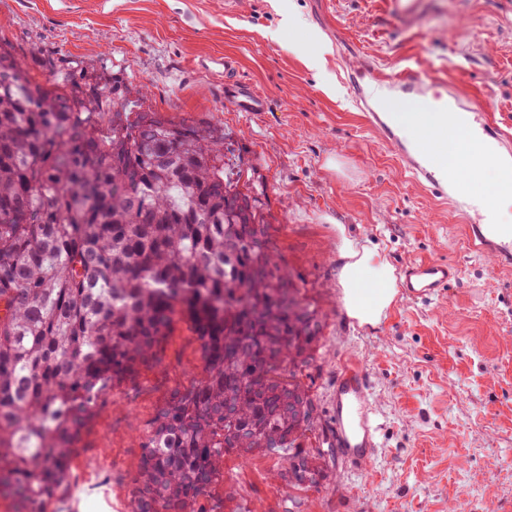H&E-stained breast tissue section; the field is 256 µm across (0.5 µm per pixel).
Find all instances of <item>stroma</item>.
<instances>
[{"mask_svg":"<svg viewBox=\"0 0 512 512\" xmlns=\"http://www.w3.org/2000/svg\"><path fill=\"white\" fill-rule=\"evenodd\" d=\"M0 42L40 82L51 58L145 86L146 108L164 119L223 129L278 258L319 311L300 380L314 408L303 443L323 474L296 485L282 453L225 457L213 493L226 512H512V272L471 250L461 217L401 171L346 82L361 56L389 75L414 60L512 125V0H421L411 26L376 0H0ZM227 54L266 111L233 106ZM345 236L394 267L456 264L459 279L359 325L342 301ZM350 359L379 424L363 473L333 444L336 376ZM201 368L197 337L177 323L161 363L113 390L72 461L68 495L47 512H130L148 425Z\"/></svg>","mask_w":512,"mask_h":512,"instance_id":"obj_1","label":"stroma"}]
</instances>
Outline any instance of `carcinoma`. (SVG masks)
Listing matches in <instances>:
<instances>
[{
  "mask_svg": "<svg viewBox=\"0 0 512 512\" xmlns=\"http://www.w3.org/2000/svg\"><path fill=\"white\" fill-rule=\"evenodd\" d=\"M243 176L223 131L82 69L34 82L0 45V487L27 512L65 490L109 394L161 361L180 320L202 375L150 423L131 512H222L229 455L284 451L291 481L316 482L298 373L319 319Z\"/></svg>",
  "mask_w": 512,
  "mask_h": 512,
  "instance_id": "obj_1",
  "label": "carcinoma"
}]
</instances>
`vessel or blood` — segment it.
<instances>
[{"instance_id":"1","label":"vessel or blood","mask_w":512,"mask_h":512,"mask_svg":"<svg viewBox=\"0 0 512 512\" xmlns=\"http://www.w3.org/2000/svg\"><path fill=\"white\" fill-rule=\"evenodd\" d=\"M224 78L238 111L266 109V99L239 79L233 58L224 60ZM349 80L366 123L394 147L401 168L462 216L471 245L489 257L496 270H511L512 225L497 223L483 199L464 189L466 174L448 166V143L462 137L478 144L505 174L512 175V129L502 128L494 113L475 111L473 104L464 102L455 87L434 71L423 74L405 66L391 77L365 60ZM418 94L423 97L420 110L431 111L432 101L437 100L449 116L427 139L410 135L392 120L402 109L400 97ZM458 278V267L445 261L406 262L399 267L398 295L406 300H428L445 292ZM335 425V445L340 454L350 465L366 466L376 452L378 425L367 381L351 361L344 363L336 384Z\"/></svg>"}]
</instances>
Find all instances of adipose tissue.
<instances>
[{
	"instance_id": "1",
	"label": "adipose tissue",
	"mask_w": 512,
	"mask_h": 512,
	"mask_svg": "<svg viewBox=\"0 0 512 512\" xmlns=\"http://www.w3.org/2000/svg\"><path fill=\"white\" fill-rule=\"evenodd\" d=\"M448 163L468 168L470 184L483 190L491 208L512 205V180L497 170L495 161L483 158L473 144L460 141L449 145ZM340 256L349 316L362 325L378 323L396 295L393 268L375 251L357 248L347 238L342 241Z\"/></svg>"
}]
</instances>
